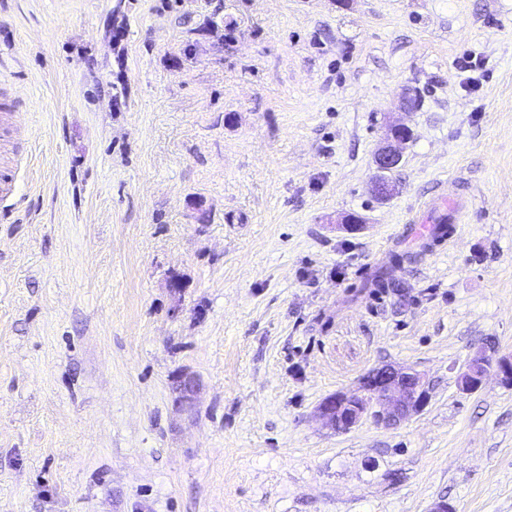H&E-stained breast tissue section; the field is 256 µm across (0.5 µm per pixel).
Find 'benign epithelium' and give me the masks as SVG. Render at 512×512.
I'll return each mask as SVG.
<instances>
[{"instance_id":"7a95c632","label":"benign epithelium","mask_w":512,"mask_h":512,"mask_svg":"<svg viewBox=\"0 0 512 512\" xmlns=\"http://www.w3.org/2000/svg\"><path fill=\"white\" fill-rule=\"evenodd\" d=\"M399 129V125L391 128L390 137L375 156L374 164L379 174L398 167L402 162L401 145L404 141L398 136ZM491 370L507 381L512 380V360L496 356L490 347L467 362L460 374L462 388L466 391L476 389ZM373 374L377 377L378 389L374 392L363 390L352 397L348 417L342 415L339 397H330L323 402L320 412L331 427L339 429L345 425L351 428L370 410L379 422L394 426L423 410L429 402V389L419 372L411 368L384 366L373 370ZM178 390L183 399L191 401L198 391V384L193 376L183 373L178 379Z\"/></svg>"}]
</instances>
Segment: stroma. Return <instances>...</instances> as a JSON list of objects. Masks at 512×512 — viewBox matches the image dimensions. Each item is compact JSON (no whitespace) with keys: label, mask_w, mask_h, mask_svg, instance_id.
<instances>
[{"label":"stroma","mask_w":512,"mask_h":512,"mask_svg":"<svg viewBox=\"0 0 512 512\" xmlns=\"http://www.w3.org/2000/svg\"><path fill=\"white\" fill-rule=\"evenodd\" d=\"M4 102L0 512H512V0H0ZM386 364L424 410L327 426ZM404 127L403 124L395 125L391 128L390 137L387 142L378 150L374 164L377 171V175L373 185V191L377 197H385L386 194L393 193V188H389L388 185L383 183L379 175L388 170L398 167L403 159V154L400 145L406 141H402L397 131ZM437 223L438 224H433V234L429 239L418 242L415 245V249H408L401 253L394 254V265L401 266L404 262L415 260L419 255L430 250L443 236H447L451 224H448L447 219L444 221L438 220ZM490 370L495 371L507 381L512 380V360L497 357L495 350L488 347V349L471 358L465 365L459 376L463 390L473 391L476 389Z\"/></svg>","instance_id":"1"}]
</instances>
